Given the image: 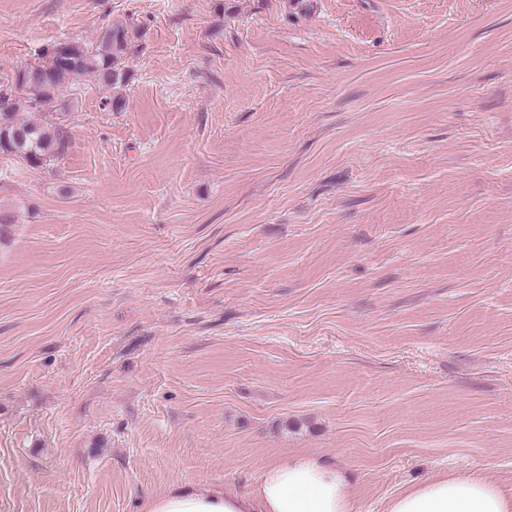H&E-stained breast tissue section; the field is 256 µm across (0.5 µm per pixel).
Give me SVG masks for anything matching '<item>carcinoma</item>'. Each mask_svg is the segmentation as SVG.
Returning <instances> with one entry per match:
<instances>
[{"label": "carcinoma", "instance_id": "obj_1", "mask_svg": "<svg viewBox=\"0 0 512 512\" xmlns=\"http://www.w3.org/2000/svg\"><path fill=\"white\" fill-rule=\"evenodd\" d=\"M127 44V30L117 25L105 28L92 50L76 41H60L42 48V62L16 74V84L29 93V119L16 120L8 95L0 93V152L21 157L33 166L60 155L68 143L67 131L44 119L46 113L53 111L59 90L84 74L94 75L108 90L124 83L127 73L119 61Z\"/></svg>", "mask_w": 512, "mask_h": 512}]
</instances>
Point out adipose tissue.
Listing matches in <instances>:
<instances>
[{
	"instance_id": "1",
	"label": "adipose tissue",
	"mask_w": 512,
	"mask_h": 512,
	"mask_svg": "<svg viewBox=\"0 0 512 512\" xmlns=\"http://www.w3.org/2000/svg\"><path fill=\"white\" fill-rule=\"evenodd\" d=\"M346 469L291 453L272 462L251 492L186 481L151 500L146 512H352ZM387 512H512V495L482 474H441L394 496Z\"/></svg>"
}]
</instances>
